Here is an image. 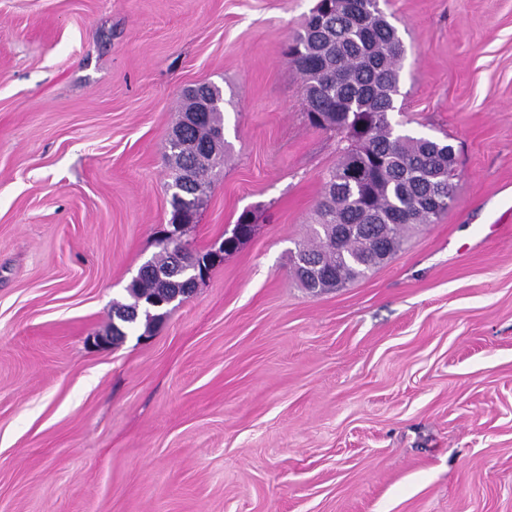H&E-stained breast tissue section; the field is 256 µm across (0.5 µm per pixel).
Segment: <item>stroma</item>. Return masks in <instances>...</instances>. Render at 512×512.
Here are the masks:
<instances>
[{"label":"stroma","mask_w":512,"mask_h":512,"mask_svg":"<svg viewBox=\"0 0 512 512\" xmlns=\"http://www.w3.org/2000/svg\"><path fill=\"white\" fill-rule=\"evenodd\" d=\"M317 0H0V512H512V0H380L399 131L454 205L365 278L293 277L340 153L285 55ZM229 157L185 238L252 236L95 345L171 218L183 92Z\"/></svg>","instance_id":"stroma-1"}]
</instances>
